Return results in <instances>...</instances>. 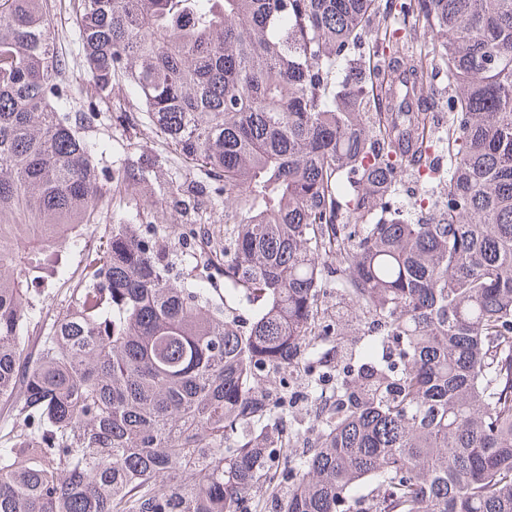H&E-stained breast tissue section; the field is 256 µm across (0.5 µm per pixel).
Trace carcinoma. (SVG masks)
<instances>
[{
	"label": "carcinoma",
	"mask_w": 512,
	"mask_h": 512,
	"mask_svg": "<svg viewBox=\"0 0 512 512\" xmlns=\"http://www.w3.org/2000/svg\"><path fill=\"white\" fill-rule=\"evenodd\" d=\"M71 2L85 111L50 0H0V512H512V0ZM440 72L450 152L424 138ZM109 110L185 176L142 150L107 175L84 132ZM407 170L442 184L428 220ZM128 191L151 221L83 245L38 326ZM206 202L221 249L157 236ZM324 336L354 354L298 420ZM121 213L117 211L114 207H112V200L109 202V206L104 208V214L102 220L99 224H90L87 226L85 230V237L89 241L90 244H95L100 237L106 234L108 228L111 227L112 224H116L117 218H119ZM84 266H85V261H84L83 255H81V254L74 255L72 257L71 265H70V278L66 281L57 282L56 284L45 287V293H51L50 300L47 302L48 305H50L53 302L52 303L53 306L50 307V314H52V312H54L56 310L55 309L56 303L60 299H63L64 297L68 298V296L70 295V292H71L70 288H74L75 283L80 278L83 277ZM52 308L54 311H52Z\"/></svg>",
	"instance_id": "carcinoma-1"
}]
</instances>
